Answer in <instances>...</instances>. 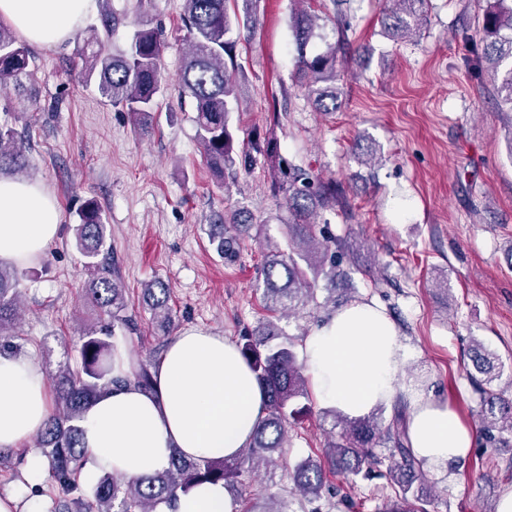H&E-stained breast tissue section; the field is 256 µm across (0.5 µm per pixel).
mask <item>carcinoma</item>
<instances>
[{"label":"carcinoma","instance_id":"carcinoma-1","mask_svg":"<svg viewBox=\"0 0 512 512\" xmlns=\"http://www.w3.org/2000/svg\"><path fill=\"white\" fill-rule=\"evenodd\" d=\"M231 0H184L183 27L187 52L179 74V84L194 102L197 134L204 157L219 177L248 168L256 155L269 161L274 193L283 196L291 219L288 234L291 253L279 250L266 253L260 268L262 298L265 308L283 316L316 301V283L325 281L327 296L320 303H336V281L342 276L336 252L320 241L314 231L318 217L344 204L336 186L320 180L309 168L280 156L274 139L257 143L252 150L236 141L229 124L230 113L239 110V92L245 75L237 62L234 45L226 39L232 27ZM382 27L391 38H405L418 29L425 18L429 0H387ZM101 14L103 31L91 26L89 36L79 32L84 47L80 57L81 72L94 82L104 102L122 107L134 127L147 132V121L157 108L161 86V61L164 40L161 28L147 21L137 22L128 50L120 55L106 51L103 36L110 35L118 23L109 7ZM319 17L302 9L292 10L290 28L298 54V70L308 88L315 108L334 112L341 106L336 87V45L310 55L307 48L317 36ZM480 71L489 74L495 98L501 108L512 112V0H494L482 18L477 34L470 37ZM31 56L26 42L12 29L0 23V84L16 82L28 71ZM20 172L25 168V154L15 129L0 125V169ZM75 225V246L84 258L91 278L85 299L95 305L102 319L99 327L84 334L80 361L66 364L52 375L56 409L47 418L36 437V447L43 457L48 475L59 493L68 501L61 512H175L179 494L188 493L203 482H222L242 494L254 476L284 468V476L300 496L301 512H319L315 503L325 487L326 470L321 462L305 459L293 468L283 467L291 420L300 413L296 404L309 399L305 365L298 359L295 344L288 340L272 345L277 326L269 321L241 345L240 352L253 369L266 394L267 415L258 425L249 445L237 456L187 460L174 453L169 468L155 475L125 477L103 474L86 496L77 476L84 461L80 421L97 395L119 382L112 377V338L118 329L130 328L125 310V289L116 271L102 255L106 227L101 210L92 200L84 202ZM253 224L244 209L219 213L210 222L209 242L221 258L236 256L239 236ZM20 273L0 265V353L14 352L9 329L14 325L20 303ZM171 284L157 278L144 288V298L154 323L167 333L173 325L170 307ZM469 359L476 370L489 374L496 355L480 341L473 342ZM488 411L484 429L498 427L512 431V399L490 388V380L481 388ZM332 435L325 447L330 469L356 478L387 468L391 492L383 494L381 512H427L433 486L416 457L407 433L408 403L399 398L393 405L389 422L381 425L377 413L349 418L336 410ZM384 447L387 453L377 451Z\"/></svg>","mask_w":512,"mask_h":512}]
</instances>
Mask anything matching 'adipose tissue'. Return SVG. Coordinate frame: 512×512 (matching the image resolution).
I'll use <instances>...</instances> for the list:
<instances>
[{
    "mask_svg": "<svg viewBox=\"0 0 512 512\" xmlns=\"http://www.w3.org/2000/svg\"><path fill=\"white\" fill-rule=\"evenodd\" d=\"M97 0H0V21L27 42L66 43L93 12ZM61 231V212L41 184L0 174V263L45 256ZM302 357L317 404L355 418L392 404L408 355L394 323L375 303L337 309L303 340ZM154 390L135 384L111 388L87 408L81 421L84 484L107 472L128 477L168 468L173 452L189 459L231 458L246 447L266 416L255 373L237 345L190 326L173 336L153 369ZM408 433L416 456L432 472L464 458L471 430L448 404L414 392L409 396ZM49 416L44 374L25 354L0 355V447L33 439ZM44 460L29 450L20 480L0 493V512H49L32 497L42 482ZM176 512H233L223 483L180 495Z\"/></svg>",
    "mask_w": 512,
    "mask_h": 512,
    "instance_id": "ef3b65f1",
    "label": "adipose tissue"
}]
</instances>
